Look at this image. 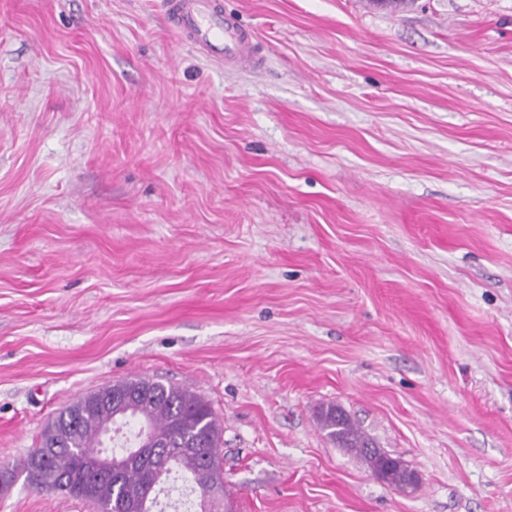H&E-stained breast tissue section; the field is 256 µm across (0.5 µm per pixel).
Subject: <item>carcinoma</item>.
Returning <instances> with one entry per match:
<instances>
[{"instance_id": "obj_1", "label": "carcinoma", "mask_w": 512, "mask_h": 512, "mask_svg": "<svg viewBox=\"0 0 512 512\" xmlns=\"http://www.w3.org/2000/svg\"><path fill=\"white\" fill-rule=\"evenodd\" d=\"M133 397L121 418L135 420L149 431L148 440L167 448L130 446L114 455L116 469L99 472L89 464L91 454L103 447V429L111 420L110 409L100 401L113 393ZM320 424L342 448L363 458L372 474L399 487L405 473L383 470L367 453L372 444L338 408L320 413ZM223 430L203 398L149 377L134 376L99 388L59 410L42 433L41 443L55 446L37 461L31 452L19 463L34 486L88 501L100 512H154L161 490L159 475L181 470L191 474L192 490L203 496L200 512H224V470L219 448Z\"/></svg>"}]
</instances>
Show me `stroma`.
Returning <instances> with one entry per match:
<instances>
[{
    "label": "stroma",
    "instance_id": "35a3bbf8",
    "mask_svg": "<svg viewBox=\"0 0 512 512\" xmlns=\"http://www.w3.org/2000/svg\"><path fill=\"white\" fill-rule=\"evenodd\" d=\"M163 2L0 0V473L145 376L211 405L233 512H512V0H221L252 66ZM320 424L323 430L327 431L328 436L336 441L342 448H349L357 455L363 458L372 474L379 476L389 485L399 488L405 481V473L396 469L382 470L379 460L374 459L367 453L370 444H374L368 439L339 409L330 406L320 413ZM393 459V458H392ZM392 465L399 469H403L407 473V479L402 485V490L406 491L411 488L416 480L414 472H412L406 464L399 460L393 459Z\"/></svg>",
    "mask_w": 512,
    "mask_h": 512
}]
</instances>
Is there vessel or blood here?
Returning <instances> with one entry per match:
<instances>
[{
    "label": "vessel or blood",
    "mask_w": 512,
    "mask_h": 512,
    "mask_svg": "<svg viewBox=\"0 0 512 512\" xmlns=\"http://www.w3.org/2000/svg\"><path fill=\"white\" fill-rule=\"evenodd\" d=\"M167 12L181 37L205 56L227 63H255L253 35L218 0H167Z\"/></svg>",
    "instance_id": "obj_1"
}]
</instances>
